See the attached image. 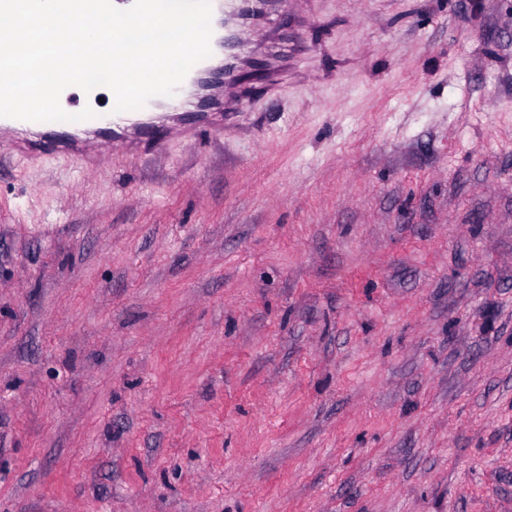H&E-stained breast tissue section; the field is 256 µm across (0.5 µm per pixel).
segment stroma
Listing matches in <instances>:
<instances>
[{"label":"stroma","mask_w":512,"mask_h":512,"mask_svg":"<svg viewBox=\"0 0 512 512\" xmlns=\"http://www.w3.org/2000/svg\"><path fill=\"white\" fill-rule=\"evenodd\" d=\"M289 2L224 129L0 156V512H512V0Z\"/></svg>","instance_id":"stroma-1"}]
</instances>
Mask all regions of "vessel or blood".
I'll return each mask as SVG.
<instances>
[{
    "instance_id": "b4317fda",
    "label": "vessel or blood",
    "mask_w": 512,
    "mask_h": 512,
    "mask_svg": "<svg viewBox=\"0 0 512 512\" xmlns=\"http://www.w3.org/2000/svg\"><path fill=\"white\" fill-rule=\"evenodd\" d=\"M288 9V0H265L261 13H247L242 0H212L211 55L192 67L180 90L170 97H154L140 109L117 112L95 109L92 118L81 121L33 122L0 117V132L11 139L0 145L5 154L38 160L65 157L91 167L96 153L121 139L127 149L147 145L161 152L174 133L197 137L222 125L225 113L240 101V74L253 60L255 35L265 30L268 41L281 38L280 31L266 30L268 14ZM208 80L219 94L208 110L187 111L186 90Z\"/></svg>"
}]
</instances>
